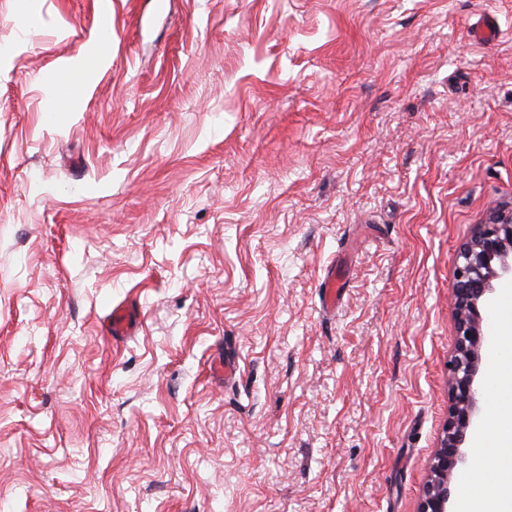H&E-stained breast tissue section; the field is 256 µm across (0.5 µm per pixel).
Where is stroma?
Returning a JSON list of instances; mask_svg holds the SVG:
<instances>
[{"instance_id": "1", "label": "stroma", "mask_w": 512, "mask_h": 512, "mask_svg": "<svg viewBox=\"0 0 512 512\" xmlns=\"http://www.w3.org/2000/svg\"><path fill=\"white\" fill-rule=\"evenodd\" d=\"M99 8L0 0V512H417L456 254L512 211V0H112L91 75ZM480 383L456 504L512 494ZM95 36L100 50L112 45V10L106 3L98 12ZM137 313L132 304L112 309L105 322V331L113 341H121L130 336L136 326Z\"/></svg>"}]
</instances>
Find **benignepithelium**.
<instances>
[{"instance_id": "benign-epithelium-1", "label": "benign epithelium", "mask_w": 512, "mask_h": 512, "mask_svg": "<svg viewBox=\"0 0 512 512\" xmlns=\"http://www.w3.org/2000/svg\"><path fill=\"white\" fill-rule=\"evenodd\" d=\"M503 279L512 280V213L477 225L459 250L453 286L456 344L448 360V419L417 512H451V481L464 463L463 448L480 414L478 380L483 348L491 337L494 283Z\"/></svg>"}]
</instances>
